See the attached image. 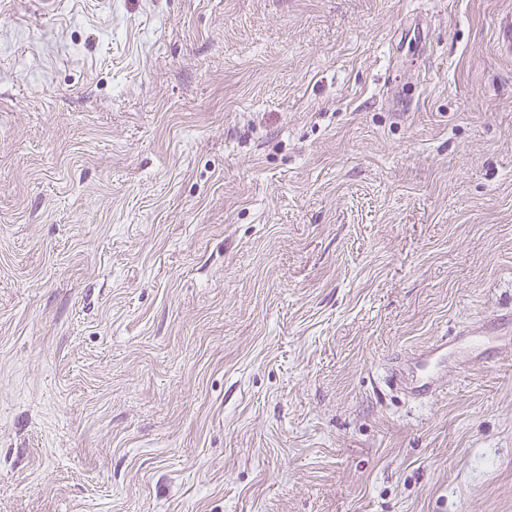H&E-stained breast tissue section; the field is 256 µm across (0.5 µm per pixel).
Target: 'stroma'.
<instances>
[{
	"instance_id": "35a3bbf8",
	"label": "stroma",
	"mask_w": 512,
	"mask_h": 512,
	"mask_svg": "<svg viewBox=\"0 0 512 512\" xmlns=\"http://www.w3.org/2000/svg\"><path fill=\"white\" fill-rule=\"evenodd\" d=\"M509 12L0 0V512H512ZM451 345L447 336H438L429 346L392 368L388 382L413 399L436 397L442 390V366L448 361Z\"/></svg>"
}]
</instances>
